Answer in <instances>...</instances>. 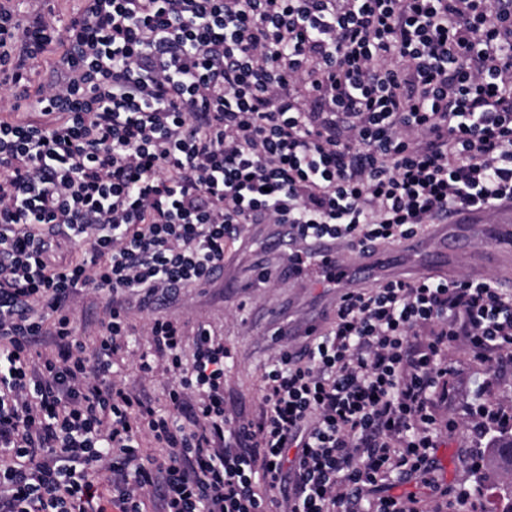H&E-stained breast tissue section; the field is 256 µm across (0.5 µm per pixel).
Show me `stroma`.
Wrapping results in <instances>:
<instances>
[{
  "label": "stroma",
  "instance_id": "stroma-1",
  "mask_svg": "<svg viewBox=\"0 0 512 512\" xmlns=\"http://www.w3.org/2000/svg\"><path fill=\"white\" fill-rule=\"evenodd\" d=\"M236 269L245 287L240 301L228 300L223 277L201 287L184 288L169 299L141 305L138 298L128 296L129 321L137 335L122 362L115 366L116 380L130 386L139 385V363L149 346L144 330L157 316L180 318L188 336H195L198 325H205L211 335L224 342L232 353L227 361L224 395L229 408L247 418H256L261 400V375L271 357L274 346L270 336L261 332L253 320V309L276 305L282 315L301 318L314 296L315 290L303 280L275 279L272 286L259 284L257 270L250 253H242ZM447 401L439 405L445 422L438 431L436 457L439 467L428 479H412L398 484L396 493L410 497L420 512H471L468 504H459L462 489L471 487L474 476L470 466L481 452L484 438L475 436L469 424L479 402L474 392L475 382L483 378L488 382L487 393L499 401L503 413L512 412V361L504 360L487 367L474 357L464 343H457L448 351Z\"/></svg>",
  "mask_w": 512,
  "mask_h": 512
}]
</instances>
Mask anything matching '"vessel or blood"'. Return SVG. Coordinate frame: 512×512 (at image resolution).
<instances>
[{
	"label": "vessel or blood",
	"instance_id": "vessel-or-blood-1",
	"mask_svg": "<svg viewBox=\"0 0 512 512\" xmlns=\"http://www.w3.org/2000/svg\"><path fill=\"white\" fill-rule=\"evenodd\" d=\"M257 232L264 247L258 266L285 258V265L278 269L279 276H308L321 295L320 304L309 307L301 320L286 322L277 310L266 311L268 334L297 340L320 334L322 309L335 307L346 292L381 280L402 258L413 259L420 276L443 278L468 255L473 240H481L492 249L512 243V207L499 205L489 212L457 209L424 234L392 245L357 244L343 256L338 255L330 237L303 235L289 224H261Z\"/></svg>",
	"mask_w": 512,
	"mask_h": 512
}]
</instances>
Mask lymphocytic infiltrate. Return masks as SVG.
Segmentation results:
<instances>
[{
    "instance_id": "lymphocytic-infiltrate-1",
    "label": "lymphocytic infiltrate",
    "mask_w": 512,
    "mask_h": 512,
    "mask_svg": "<svg viewBox=\"0 0 512 512\" xmlns=\"http://www.w3.org/2000/svg\"><path fill=\"white\" fill-rule=\"evenodd\" d=\"M80 2L64 25L0 0V512H147L154 488L159 512H415L390 481L431 470L448 348L512 351L511 293L344 296L327 334L275 348L255 422L225 406L229 350L176 317L147 328L169 412L116 381L124 297L212 282L249 224L342 254L512 203V0ZM102 300L89 292H83L77 302L79 334L88 347H93L101 331Z\"/></svg>"
}]
</instances>
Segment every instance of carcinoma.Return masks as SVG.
Returning a JSON list of instances; mask_svg holds the SVG:
<instances>
[{
	"mask_svg": "<svg viewBox=\"0 0 512 512\" xmlns=\"http://www.w3.org/2000/svg\"><path fill=\"white\" fill-rule=\"evenodd\" d=\"M481 458L486 469L498 474V481L490 484L483 474H478L474 496L490 499L487 512H512V492L497 494L504 487L512 488V426H503L490 436Z\"/></svg>",
	"mask_w": 512,
	"mask_h": 512,
	"instance_id": "1",
	"label": "carcinoma"
}]
</instances>
